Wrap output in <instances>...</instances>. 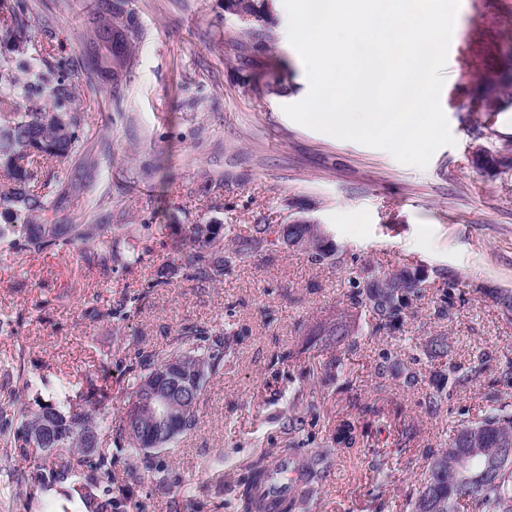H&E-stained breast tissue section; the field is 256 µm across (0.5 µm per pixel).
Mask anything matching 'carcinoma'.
I'll return each instance as SVG.
<instances>
[{"label": "carcinoma", "mask_w": 512, "mask_h": 512, "mask_svg": "<svg viewBox=\"0 0 512 512\" xmlns=\"http://www.w3.org/2000/svg\"><path fill=\"white\" fill-rule=\"evenodd\" d=\"M130 0H98L96 16L78 39L91 70L112 75L118 84L135 64V49L143 30ZM232 15L240 21L273 22L265 0H229ZM42 21L33 13L29 0H0V169L9 183L0 190V216L13 221L11 228L20 239L14 246L40 251L51 247L77 249L93 242L99 224H68L60 217L67 188L53 179L39 181L35 159L58 162L73 157L83 148L78 130L84 121L75 107L76 87L68 64L49 52L37 39ZM119 233L111 245L96 255L107 268H129L141 257L128 233ZM190 248L178 250L179 268L189 277L216 280L231 266L251 261L255 254L276 246L267 224H253L248 235L225 248L215 224H193L188 229ZM288 234L302 239L298 250L315 262L340 265L336 245L322 238L314 224H290ZM351 304L371 317V332L392 327L403 319L410 301L423 292L422 279L407 270L379 273L363 265L356 279ZM133 296L102 313L86 310L91 317L103 314L123 319L131 312ZM322 345L335 347L350 336L349 325L340 318L315 328ZM238 333L188 324L180 328L165 348L137 350L129 361V397L117 430L109 420L108 395L88 380L79 402H59L53 397L34 400L35 406L13 399L0 407V460L18 454L36 462L34 481L20 479L19 495L28 499L49 487L68 483L78 495L81 512H120L130 485L153 477L164 492L170 488L165 468L157 461V450L148 438V428L159 410L149 405L148 392L154 377L168 364L181 366V382L190 391L187 402L174 411L177 432L165 449L197 427L200 398L210 379L224 374L228 349ZM446 336H435L425 346L434 360L449 356ZM462 368L448 363L439 372L442 385L429 394L428 403L438 406L464 380ZM111 437L118 448L131 451L134 463L128 468L129 483L113 487L116 459L101 449L103 438ZM356 427L343 420L336 428V447L351 448ZM512 445V395L492 394L487 408L475 418H460L444 448L428 464L424 482L408 503L409 512H512V459L503 462L502 446ZM335 447L302 452L301 443L290 439L284 448L252 461L248 475L237 486L241 512H267L266 502L255 487L275 471V462L299 473L294 481L309 484L334 454ZM303 500L298 491L274 504L277 512H300Z\"/></svg>", "instance_id": "1"}]
</instances>
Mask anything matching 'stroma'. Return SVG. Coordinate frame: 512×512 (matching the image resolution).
Segmentation results:
<instances>
[{
    "mask_svg": "<svg viewBox=\"0 0 512 512\" xmlns=\"http://www.w3.org/2000/svg\"><path fill=\"white\" fill-rule=\"evenodd\" d=\"M31 3L54 20L52 43L78 85L79 135L97 158L91 169L76 157L51 165L70 189L63 215L72 224L98 219L104 229L82 254L19 250L0 238V401L14 389L21 348L26 374L61 397L108 368L112 417L120 419L123 359L164 348L186 324H230L241 336L223 375L207 386L196 430L160 454L181 486L160 494L142 479L124 512H237L234 485L254 458L287 444L288 419L299 411L309 447L329 445L344 419L362 433L338 450L306 512H405L453 421L479 414L489 392L512 394L502 372L512 357V311L503 305L512 294V103L480 109L512 83V0H460L454 29L463 45L440 94L455 142L423 169L286 116L284 105L304 99L309 82L288 41L283 0L273 2V22L251 24L225 12L224 0H131L144 37L116 99L84 71L76 40L97 0ZM273 75L282 94L266 90ZM478 147L498 159L493 172L477 165ZM297 218L326 227L342 266L282 245L216 281L168 272L190 225H222L231 245L250 225L275 230ZM116 224L133 237L140 263H89ZM366 263L422 278L423 293L402 324L373 334L357 319L352 345L337 352L308 342V329L350 313V272ZM452 280L458 286L447 309ZM133 295L139 302L127 320L85 314ZM441 335L452 363L465 368L480 356L485 366L433 412L426 399L442 364L423 349ZM336 357L342 380L323 386L320 372ZM408 368L418 374L411 387L403 383ZM373 402L376 417L363 411ZM407 426L416 437L401 452L398 433ZM381 454L382 474L372 467ZM21 472H33L22 457L0 464V512H59L55 492L16 501Z\"/></svg>",
    "mask_w": 512,
    "mask_h": 512,
    "instance_id": "35a3bbf8",
    "label": "stroma"
}]
</instances>
